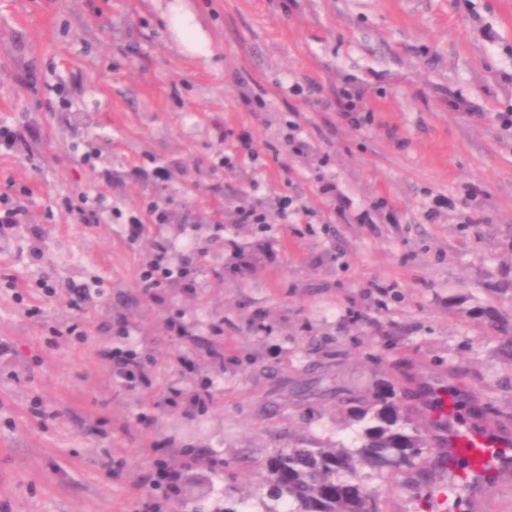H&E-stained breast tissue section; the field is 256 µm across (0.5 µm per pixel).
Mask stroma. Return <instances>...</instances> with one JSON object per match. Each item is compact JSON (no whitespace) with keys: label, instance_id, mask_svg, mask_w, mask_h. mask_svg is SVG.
<instances>
[{"label":"stroma","instance_id":"1","mask_svg":"<svg viewBox=\"0 0 512 512\" xmlns=\"http://www.w3.org/2000/svg\"><path fill=\"white\" fill-rule=\"evenodd\" d=\"M167 3L0 0V125L21 139L0 192L26 211L0 235V512H185L152 485L160 449L205 512L246 510L267 457L349 439L337 398L389 383L450 385L512 437V374L475 316L512 320V0H184L203 56ZM244 131L256 157L224 168ZM152 201L180 226L130 242L123 216ZM258 203L265 230L237 223ZM161 245L193 271L148 294ZM183 448L215 461L184 468ZM176 3L168 5L169 12L173 16V33L179 39L184 48L190 53L201 51L205 44V38L198 25L194 24L193 16L185 8L182 0H173ZM108 356L112 361V373L115 378L129 387L134 386L132 382L137 377L139 367L135 358L121 353L112 355V352H109Z\"/></svg>","mask_w":512,"mask_h":512}]
</instances>
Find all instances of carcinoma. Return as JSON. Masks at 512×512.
<instances>
[{
  "label": "carcinoma",
  "mask_w": 512,
  "mask_h": 512,
  "mask_svg": "<svg viewBox=\"0 0 512 512\" xmlns=\"http://www.w3.org/2000/svg\"><path fill=\"white\" fill-rule=\"evenodd\" d=\"M489 318V328L498 339L497 351L512 359V328ZM336 410L353 420L358 430L353 442L321 446L302 444L267 458L264 512H279L266 500L288 502V512H362L369 501L380 512L375 492L368 482L393 469H411L424 447L420 428L387 385L367 397H351Z\"/></svg>",
  "instance_id": "cac0c4a2"
}]
</instances>
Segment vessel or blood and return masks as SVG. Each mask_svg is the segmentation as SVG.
Returning a JSON list of instances; mask_svg holds the SVG:
<instances>
[{
	"instance_id": "obj_1",
	"label": "vessel or blood",
	"mask_w": 512,
	"mask_h": 512,
	"mask_svg": "<svg viewBox=\"0 0 512 512\" xmlns=\"http://www.w3.org/2000/svg\"><path fill=\"white\" fill-rule=\"evenodd\" d=\"M453 411L448 397L430 411L440 438L436 466L442 483L420 490L419 496L436 512H479L484 503L474 498L476 488L512 483V440L489 421L476 426L456 422Z\"/></svg>"
}]
</instances>
